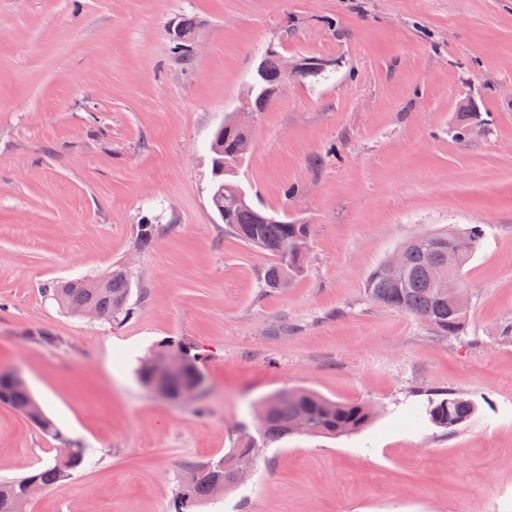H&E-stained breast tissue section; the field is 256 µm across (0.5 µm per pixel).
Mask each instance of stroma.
I'll use <instances>...</instances> for the list:
<instances>
[{
	"mask_svg": "<svg viewBox=\"0 0 512 512\" xmlns=\"http://www.w3.org/2000/svg\"><path fill=\"white\" fill-rule=\"evenodd\" d=\"M183 14L203 22L187 67L168 35ZM271 47L329 63L282 83L237 176L313 228L305 274L274 291L267 255L210 207L208 151ZM463 113L479 120L460 143ZM147 219L164 229L142 248ZM476 224L462 338L370 300L406 241ZM116 264L122 324L43 291ZM173 340L197 356V397L137 376ZM1 369L89 450L26 512H173L192 468L247 437L251 477L197 512H512V0H0ZM441 388L474 418L415 422ZM294 389L374 418L260 442L255 404ZM56 446L0 403V481Z\"/></svg>",
	"mask_w": 512,
	"mask_h": 512,
	"instance_id": "obj_1",
	"label": "stroma"
}]
</instances>
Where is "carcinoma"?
Here are the masks:
<instances>
[{
	"mask_svg": "<svg viewBox=\"0 0 512 512\" xmlns=\"http://www.w3.org/2000/svg\"><path fill=\"white\" fill-rule=\"evenodd\" d=\"M178 26L180 33L171 42V52L179 64L188 66L193 58L198 23L185 16L179 18ZM238 145L237 133L213 136L211 206L237 237L271 257L263 270V286L273 290L285 288L305 272L307 257L296 253L294 245L310 242V225L278 219L248 202L233 204V198L241 190L233 177L244 160V156L238 154ZM459 234L470 242V249L461 253H448L451 246L446 233L420 235L408 241L400 248L403 269L398 277L390 278L379 268L370 276L367 283L370 299L420 320L428 316L431 318L429 326L436 335L459 338L465 327V289H460L459 300L450 302L448 294L440 292L438 280L450 274L461 279L464 267L484 237V230L475 225ZM51 291L58 305L72 315H80L89 306L103 314L102 320L113 324L122 323L130 315L131 276L124 266H115L93 279L56 284ZM152 355H167L185 362L180 378L168 388V397L172 399L178 398L183 384L193 382L200 375L191 347L182 343L165 342ZM0 402L20 412L44 436L53 440L63 437L29 389L0 383ZM298 412L306 418L311 436L348 435L366 426L373 417L372 409L365 405L331 401L305 390L283 392L267 399L258 409L262 440L274 441L293 434L290 420ZM475 412L473 401L446 390L439 398L429 400L426 415L431 424L454 429L470 421ZM254 447V441H247L224 457L196 466L192 480L179 486L176 512H192L210 500L217 487L223 484L231 487L224 483L226 469L252 464ZM88 453L89 449L79 446L65 461H48L25 477L1 482L0 512H24L34 493L64 483L83 467Z\"/></svg>",
	"mask_w": 512,
	"mask_h": 512,
	"instance_id": "obj_1",
	"label": "carcinoma"
}]
</instances>
